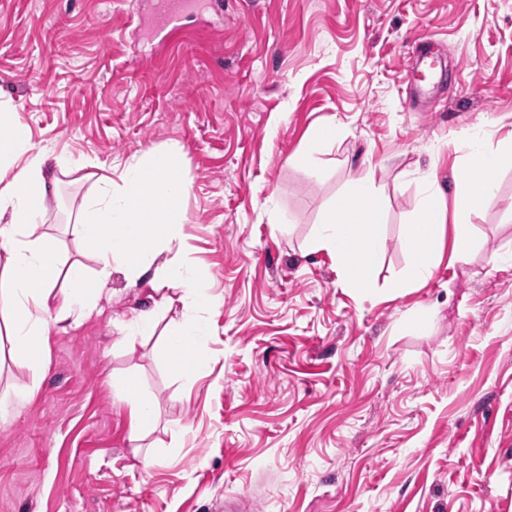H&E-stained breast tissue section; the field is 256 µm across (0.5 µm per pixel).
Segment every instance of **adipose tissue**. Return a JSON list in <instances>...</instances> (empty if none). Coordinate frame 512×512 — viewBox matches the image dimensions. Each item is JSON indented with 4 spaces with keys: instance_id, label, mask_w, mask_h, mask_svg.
Returning a JSON list of instances; mask_svg holds the SVG:
<instances>
[{
    "instance_id": "adipose-tissue-1",
    "label": "adipose tissue",
    "mask_w": 512,
    "mask_h": 512,
    "mask_svg": "<svg viewBox=\"0 0 512 512\" xmlns=\"http://www.w3.org/2000/svg\"><path fill=\"white\" fill-rule=\"evenodd\" d=\"M487 141V132L478 125L457 150L463 162L492 174L512 162V135L501 150L488 148ZM68 165L52 149L34 147L27 126L0 104V335L7 337L13 354L41 366L49 357L50 325L77 324L98 314L113 273L120 272L132 284L144 280L151 288L160 283L174 286L171 295L148 293L146 308L127 325L126 341L132 345L163 332L169 347L180 352L185 375H192L204 361L209 330L203 313L215 299L208 273L172 251L173 230L184 221L182 202L189 192L188 183L177 174V151H149L126 164L115 178L107 163L73 164L86 170L95 186L68 222L71 235L91 249L87 264L68 261L44 230L48 176ZM420 185V216L401 240L411 257L402 278L408 287L431 278L446 231L455 233L452 261H467L469 226L461 216L485 205L495 189L492 178L478 181L470 174L459 175L450 206L434 169L423 171ZM452 210L457 213L453 220L448 217ZM385 235L383 195L365 174L348 179L340 200L315 228L311 247L335 255L346 283L367 288ZM177 302L183 308L181 318L167 321ZM117 394L129 407L130 442L144 441L157 414L136 372L120 380Z\"/></svg>"
}]
</instances>
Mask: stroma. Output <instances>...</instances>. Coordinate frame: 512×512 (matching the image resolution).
Instances as JSON below:
<instances>
[{"instance_id": "35a3bbf8", "label": "stroma", "mask_w": 512, "mask_h": 512, "mask_svg": "<svg viewBox=\"0 0 512 512\" xmlns=\"http://www.w3.org/2000/svg\"><path fill=\"white\" fill-rule=\"evenodd\" d=\"M140 2L135 28L122 0H0V102L69 160L178 150L173 245L219 298L205 365L183 375L160 335L128 346L143 295L119 275L101 315L50 326L41 369L5 354L0 393L37 392L0 420V512H512V265L492 260L512 252V164L467 218V262L406 288L399 246L419 172L451 192L470 126L493 148L512 132V0H212L170 44ZM427 35L446 71L415 112L403 74ZM360 173L386 201L368 290L309 249ZM59 179L45 230L82 261L65 222L92 183ZM129 369L158 412L147 472L114 392Z\"/></svg>"}]
</instances>
